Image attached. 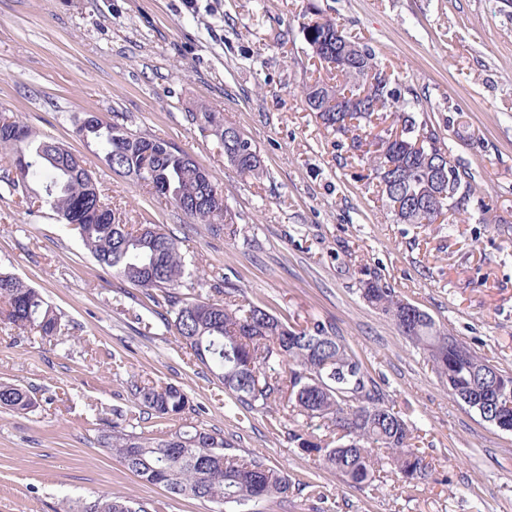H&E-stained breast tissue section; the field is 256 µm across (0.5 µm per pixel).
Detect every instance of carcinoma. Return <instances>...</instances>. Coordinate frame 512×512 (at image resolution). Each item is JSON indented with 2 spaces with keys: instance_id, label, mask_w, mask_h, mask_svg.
Listing matches in <instances>:
<instances>
[{
  "instance_id": "cac0c4a2",
  "label": "carcinoma",
  "mask_w": 512,
  "mask_h": 512,
  "mask_svg": "<svg viewBox=\"0 0 512 512\" xmlns=\"http://www.w3.org/2000/svg\"><path fill=\"white\" fill-rule=\"evenodd\" d=\"M336 22L318 18L303 26L309 46L319 45V60L336 70V84L317 81L305 91V103L321 126L351 134L350 149L360 152L378 181L384 206L400 224H435L459 211L471 192L470 175L451 165L446 171L445 197L432 200L431 166L449 157L437 130L420 124L416 103L402 97L389 79L375 71L368 46L353 62L342 60V39L331 38ZM392 112L400 133L374 134L379 113ZM191 122L209 130L227 162L237 148L248 151L235 168L256 181L264 177L257 147L224 116L205 106L188 113ZM77 136L95 145L99 158L113 173L133 176L149 185L195 224L235 233L224 204V192L212 174L175 144L147 136L117 120L92 113L75 119ZM422 136V147L409 148ZM0 152L16 170L7 188L23 185L30 202L52 209L72 227L84 246L106 268L146 291L165 293L174 318L167 327L181 344L224 385L234 402L247 410L266 411L275 401L334 427L338 443L322 445L311 435H294L298 447L318 457L319 465L350 485L372 481L379 454H387L399 481L415 488L432 475V464L413 448L412 431L400 412L380 397L356 352L330 324L320 320L295 329L266 309L251 303L182 299L178 289L193 285L191 263L177 239L159 224H122L104 199L94 173L63 144L41 134L19 117L0 118ZM363 296L390 316L414 347L422 351L452 392L473 396L469 407L486 418L512 420V374L498 368L467 346L448 344V332L427 321H407L403 300L376 279L363 284ZM0 320L44 338L56 336L61 316L35 288L0 270ZM497 371L508 386L487 395L485 372ZM134 395L147 414L173 420L190 409L188 395L178 387L145 384ZM36 405L33 393L0 383V407L26 411ZM105 444L121 464L143 481L173 496H190L218 506H239L269 498H286L292 481L261 459L241 460L224 453V438L205 431H178L166 438L145 432L127 434L112 424ZM77 512H147L125 496L97 494L79 502Z\"/></svg>"
}]
</instances>
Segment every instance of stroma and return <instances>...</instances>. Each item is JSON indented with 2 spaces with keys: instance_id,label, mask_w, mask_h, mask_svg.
<instances>
[{
  "instance_id": "obj_1",
  "label": "stroma",
  "mask_w": 512,
  "mask_h": 512,
  "mask_svg": "<svg viewBox=\"0 0 512 512\" xmlns=\"http://www.w3.org/2000/svg\"><path fill=\"white\" fill-rule=\"evenodd\" d=\"M367 44L417 118L471 175L463 211L398 224L345 137L324 131L302 92L336 76L307 45L314 14ZM202 104L254 141L264 179L241 176L186 114ZM123 116L207 167L236 235L194 224L142 183L119 176L76 136L72 117ZM0 113L80 155L124 222L164 225L196 271L191 297L214 283L288 325L335 326L385 403L411 428L433 473L414 492L389 466L352 487L294 437L335 444L323 420L275 422L237 408L166 327L170 308L100 266L49 208L8 191L0 158V269L61 314L45 339L0 323V381L32 390L29 411L0 409V512H68L112 492L150 512H212V503L142 482L105 446L112 422L139 431L134 386L182 389L181 418L151 419L165 436L195 428L230 454L262 457L317 491L259 502L257 512H512V432L460 401L423 353L362 295L376 277L448 332L512 372V0H0Z\"/></svg>"
}]
</instances>
